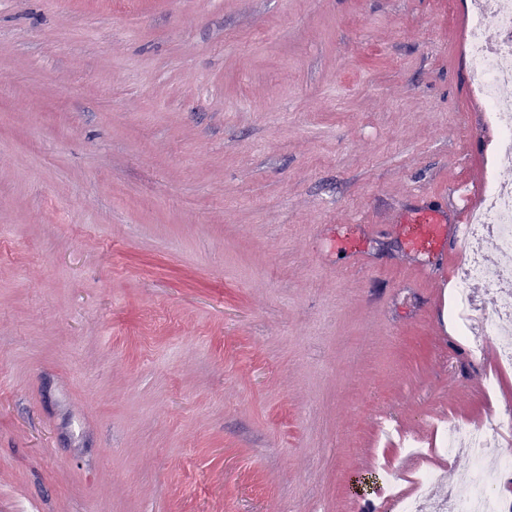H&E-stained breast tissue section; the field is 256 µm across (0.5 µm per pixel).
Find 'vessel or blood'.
Masks as SVG:
<instances>
[{"label": "vessel or blood", "mask_w": 512, "mask_h": 512, "mask_svg": "<svg viewBox=\"0 0 512 512\" xmlns=\"http://www.w3.org/2000/svg\"><path fill=\"white\" fill-rule=\"evenodd\" d=\"M400 223L409 251L419 254L454 251L464 234L463 225H447L440 213L430 209L411 212Z\"/></svg>", "instance_id": "vessel-or-blood-1"}]
</instances>
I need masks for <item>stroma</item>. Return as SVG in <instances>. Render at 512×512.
<instances>
[{
    "label": "stroma",
    "instance_id": "1",
    "mask_svg": "<svg viewBox=\"0 0 512 512\" xmlns=\"http://www.w3.org/2000/svg\"><path fill=\"white\" fill-rule=\"evenodd\" d=\"M471 8L0 0V512H456L512 370L398 220L512 182ZM437 481L434 474L429 473L413 481V496L411 499L402 498L399 493H392L389 490L391 501L399 502L403 512H419V501L425 495L430 485Z\"/></svg>",
    "mask_w": 512,
    "mask_h": 512
}]
</instances>
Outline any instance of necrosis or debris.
I'll return each mask as SVG.
<instances>
[{"label": "necrosis or debris", "instance_id": "4bbe7bcc", "mask_svg": "<svg viewBox=\"0 0 512 512\" xmlns=\"http://www.w3.org/2000/svg\"><path fill=\"white\" fill-rule=\"evenodd\" d=\"M470 49L476 89L495 126L503 149L498 160L512 163V99L501 96L502 85L512 82V0H473ZM494 24L500 40L490 47L482 42L487 24ZM488 203L473 217L460 246L456 274V322L474 360H482L484 337H497L499 366L512 365V297L499 301L493 310L476 305L469 287L478 281L497 288L512 277V187L492 182ZM449 454L464 453L472 468L463 477L466 494L457 500L458 512H512V498L490 494L489 488L512 471V460L498 455L497 442L512 434V420L494 417L481 424L448 420L441 426Z\"/></svg>", "mask_w": 512, "mask_h": 512}]
</instances>
